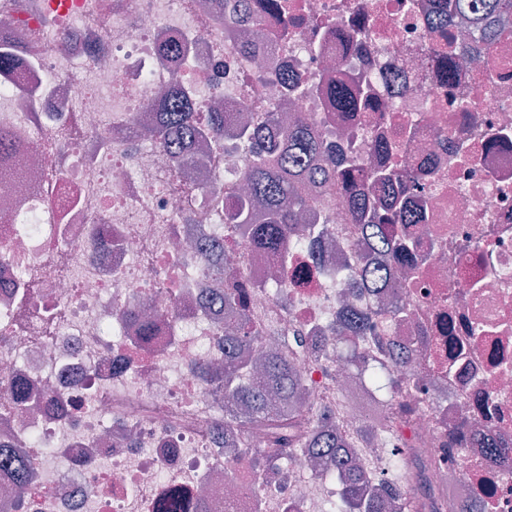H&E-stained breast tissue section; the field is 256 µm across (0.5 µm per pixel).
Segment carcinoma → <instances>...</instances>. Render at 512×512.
Here are the masks:
<instances>
[{
	"label": "carcinoma",
	"instance_id": "1",
	"mask_svg": "<svg viewBox=\"0 0 512 512\" xmlns=\"http://www.w3.org/2000/svg\"><path fill=\"white\" fill-rule=\"evenodd\" d=\"M279 12L278 0H256L254 27L260 28L266 17ZM505 12L512 13V0H442L434 27L441 28L456 17L478 29L487 18ZM430 50L448 60L475 52L473 45L457 43L449 37L432 44ZM325 94L336 111L358 114L367 98V86L341 75L325 88ZM168 95L171 105L161 112L155 135L162 147L179 157L182 165L188 167L195 163L200 139L220 137L230 122L234 123L239 141L254 149V161L247 175L248 191L235 196L228 204L225 220L234 232L246 226L252 248L278 259L282 267H288L286 238L301 232L324 233V229L314 224L297 223L300 213L309 207L302 186L310 179L324 177V172L310 167L317 153L315 130L303 120L285 126L278 112L266 113L264 120L257 124L247 119L235 123L234 112L229 108L209 113L206 123L202 124L193 111L188 89L177 83ZM329 178L337 190L351 198L350 223L360 226L369 249L382 259L406 263L410 270H416L419 243L407 234L406 226L425 223L428 202L422 195L405 194L414 177L392 167L365 172L358 160L348 158L343 166L329 174ZM252 197L265 202L267 217L261 224L253 222L249 204ZM224 303L231 306L239 318H245L243 289L224 293ZM334 341L345 343L351 349L363 343L389 359L406 360L413 352L411 346H403L393 338L367 335L364 318L356 313L336 326ZM225 361L224 431L256 422L263 427L267 441L265 448L241 449L238 442L227 436L224 438L227 453L240 451L248 455L261 472L274 467L279 458L289 455L294 448H316L319 459H324L326 454L334 457L336 481L342 484L344 502L359 512H383L387 508L390 495L372 484L368 464L356 461L352 453L360 441L372 438V425L363 426L350 439L328 427L313 431L308 438L293 410V403L301 393V379L285 356L270 355L262 376L249 382L239 380L240 374L247 371L246 362L239 355H229ZM373 378L388 392L410 388V382L404 379L385 376L380 366ZM0 459L12 465L19 489L26 490L32 483L33 464L5 452H0ZM424 497L422 492L401 499L397 504L398 512H424Z\"/></svg>",
	"mask_w": 512,
	"mask_h": 512
}]
</instances>
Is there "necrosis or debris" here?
Wrapping results in <instances>:
<instances>
[{
    "mask_svg": "<svg viewBox=\"0 0 512 512\" xmlns=\"http://www.w3.org/2000/svg\"><path fill=\"white\" fill-rule=\"evenodd\" d=\"M292 23L270 19L261 54L231 48L208 0H0V42L14 49L0 78V130L19 146L0 156V447L34 462L23 512H155L177 490L189 512H322L340 487L296 460L255 471L228 457L223 364L224 289L251 282V325L292 359L316 416L352 433L362 416L415 439L411 492L477 500L512 512V15L491 17L500 41L441 84L429 47L439 0H280ZM358 25L369 37L338 39ZM188 42L171 58L168 41ZM369 79L362 118L344 119L322 88L327 69ZM286 69L305 89L274 79ZM204 115L229 106L254 121L277 111L306 118L324 165L360 149L365 167L413 171L429 201L422 237L431 260L405 288L373 289L365 249L334 185L308 187V221L326 227L293 251L288 285L260 289L275 262L224 223L253 154L232 134L184 169L150 136L155 104L174 83ZM410 139H400L402 129ZM224 243L210 274L205 241ZM411 320L392 332L385 312ZM364 314L372 335L414 345L391 373L411 381L422 412L400 427V396L353 374L345 354L320 344L339 315ZM158 318L147 348L125 337L130 313ZM32 386L18 403L15 379ZM460 443L448 452L445 423Z\"/></svg>",
    "mask_w": 512,
    "mask_h": 512,
    "instance_id": "obj_1",
    "label": "necrosis or debris"
}]
</instances>
